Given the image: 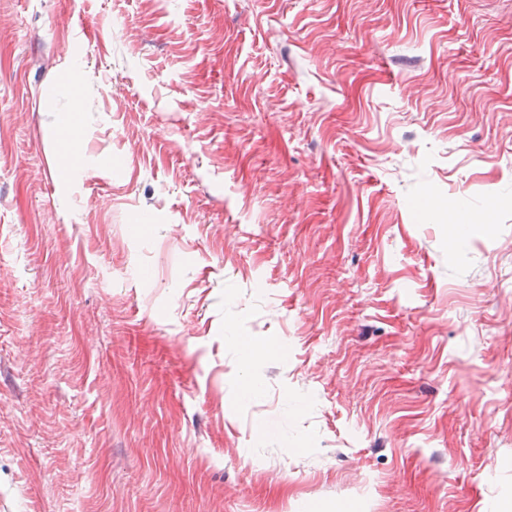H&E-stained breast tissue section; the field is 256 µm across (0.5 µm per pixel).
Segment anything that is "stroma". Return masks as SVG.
I'll return each instance as SVG.
<instances>
[{"mask_svg":"<svg viewBox=\"0 0 512 512\" xmlns=\"http://www.w3.org/2000/svg\"><path fill=\"white\" fill-rule=\"evenodd\" d=\"M509 501L512 0H0V512Z\"/></svg>","mask_w":512,"mask_h":512,"instance_id":"1","label":"stroma"}]
</instances>
